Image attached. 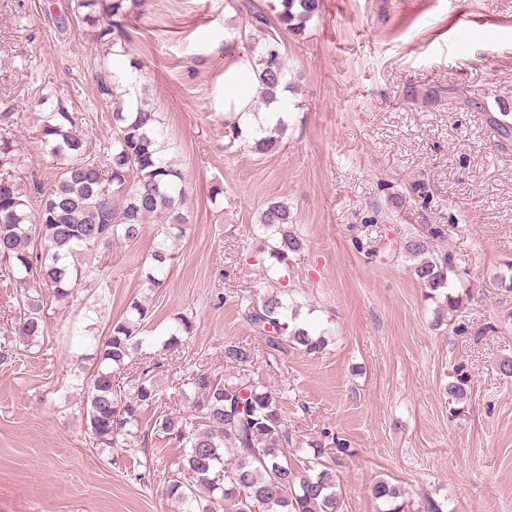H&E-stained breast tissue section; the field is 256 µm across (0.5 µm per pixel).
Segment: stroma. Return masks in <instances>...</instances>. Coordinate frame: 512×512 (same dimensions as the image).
<instances>
[{
  "label": "stroma",
  "mask_w": 512,
  "mask_h": 512,
  "mask_svg": "<svg viewBox=\"0 0 512 512\" xmlns=\"http://www.w3.org/2000/svg\"><path fill=\"white\" fill-rule=\"evenodd\" d=\"M76 0H0V112L13 115L25 189L49 190L55 164L40 109L65 108L95 163L112 146V99L99 81L137 63L124 99L145 97L184 177L183 236L170 239L158 286L144 275L167 226L147 219L136 243L113 244L66 301L48 300L43 336L13 337L0 365V512H177L159 478L182 451L96 454L84 439L75 373L91 367L135 299L151 309L137 363L155 364L167 410L190 413L187 379L225 372L224 348L257 349L243 374L280 394L301 442L336 434L343 512H376L386 479L450 512H512V137L490 118L512 113V0H321L302 35L284 34L294 90L282 147L224 146V64L247 53L230 0H145L130 10L127 56L113 55ZM221 195H214V188ZM290 206L304 249L271 259L260 215ZM430 246L469 292L455 310L430 299L404 240ZM282 294L308 329L330 335L313 356L269 357L244 310ZM193 332L164 342L178 315ZM467 372V399L448 386Z\"/></svg>",
  "instance_id": "1"
}]
</instances>
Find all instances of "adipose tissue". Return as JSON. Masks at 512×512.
<instances>
[{
  "instance_id": "obj_1",
  "label": "adipose tissue",
  "mask_w": 512,
  "mask_h": 512,
  "mask_svg": "<svg viewBox=\"0 0 512 512\" xmlns=\"http://www.w3.org/2000/svg\"><path fill=\"white\" fill-rule=\"evenodd\" d=\"M259 90L257 76L248 61L238 60L225 66L222 80V110L225 115L235 118L241 128L255 132L262 124V117L256 116L253 100Z\"/></svg>"
}]
</instances>
